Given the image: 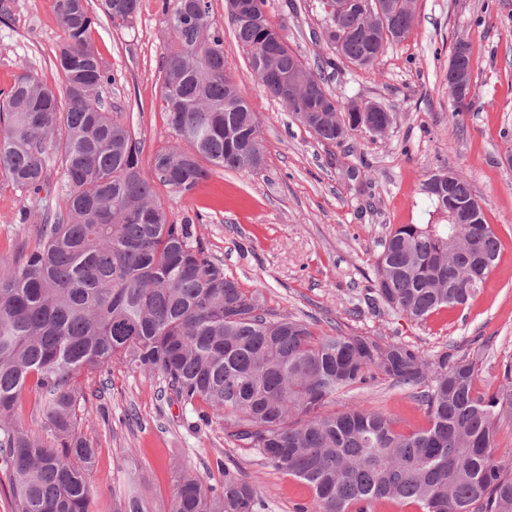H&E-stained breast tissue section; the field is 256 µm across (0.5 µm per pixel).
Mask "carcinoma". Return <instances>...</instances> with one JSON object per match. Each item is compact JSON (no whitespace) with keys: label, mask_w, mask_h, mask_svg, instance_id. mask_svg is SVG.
Masks as SVG:
<instances>
[{"label":"carcinoma","mask_w":512,"mask_h":512,"mask_svg":"<svg viewBox=\"0 0 512 512\" xmlns=\"http://www.w3.org/2000/svg\"><path fill=\"white\" fill-rule=\"evenodd\" d=\"M256 25H232L251 73L280 96L300 72L288 112L317 138L348 136L342 108L294 50L278 41L284 27L249 0ZM336 28V0H322L325 37L360 68L414 30L412 0L382 30L364 28L361 0ZM126 23L139 0H101ZM171 41L160 92L177 140L141 170L142 144L112 116L102 92L111 77L92 43L96 16L88 0H55L66 42L55 56L61 86L28 68L0 100V176L21 193L47 180L50 137L66 182L64 207L40 214L35 244L0 258V461L14 512H92L88 470L92 442L78 432L87 397L74 375L125 362L159 374L199 420L232 418L227 435L255 448L274 467L305 482L301 512H367L376 500L420 512H512V472L494 457L496 437L512 426V363L493 394L474 392L477 359L442 354L432 361L402 343L368 336H318L310 325L267 308L208 254L196 219L169 217L156 184L189 193L220 171L256 172L264 159L260 121L230 75L224 32L210 0H162ZM373 134L393 115L372 113ZM434 211L475 199L467 179L448 171L423 183ZM483 210L466 224H400L375 264L373 305L382 302L419 321L465 304L483 287L500 253ZM376 375L426 385L429 426L408 431L362 405L330 412L336 396ZM38 396L49 440L19 422L23 393ZM220 487L182 471L171 512H254L259 489L219 461Z\"/></svg>","instance_id":"carcinoma-1"}]
</instances>
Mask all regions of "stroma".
Listing matches in <instances>:
<instances>
[{"mask_svg": "<svg viewBox=\"0 0 512 512\" xmlns=\"http://www.w3.org/2000/svg\"><path fill=\"white\" fill-rule=\"evenodd\" d=\"M161 0H140L132 22L100 16L92 41L112 76L108 96L142 143L141 162L175 141L160 93V66L171 39ZM224 25L229 72L257 113L265 163L254 173L219 171L194 191L157 193L169 216L200 214L212 257L242 287L261 289L268 308L309 323L316 333L361 335L403 343L426 357L478 355L475 390L490 394L512 362V0H416L410 37L390 45L377 64L359 69L337 58L324 37L321 0H267L288 43L310 67H322L342 101L374 102L393 114L381 135L351 132L343 143L320 141L274 98L246 65L247 53L227 27L224 0H211ZM471 45L476 87L472 110L453 113L448 61L456 38ZM54 0H0V90L29 68L46 84L60 82L53 65L64 43ZM454 171L471 182L500 239L499 259L467 305L416 322L369 303L375 261L392 227L425 224L431 203L424 181ZM65 196L61 166L50 161L47 183L20 194L0 177V256L34 238L21 207L40 211ZM88 396L79 430L96 448L89 479L93 512H113L139 499L145 512H170L180 470L217 486V461L256 485L255 512H299L312 491L275 468L254 448L229 441L224 421H199L172 398L161 376L113 364L80 375ZM416 389L376 378L338 397L336 409L360 404L422 429L429 419Z\"/></svg>", "mask_w": 512, "mask_h": 512, "instance_id": "35a3bbf8", "label": "stroma"}]
</instances>
